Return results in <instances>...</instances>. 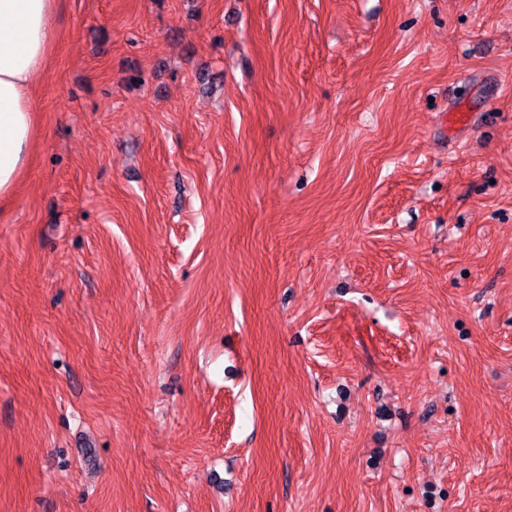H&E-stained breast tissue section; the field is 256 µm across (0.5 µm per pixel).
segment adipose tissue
Instances as JSON below:
<instances>
[{
  "instance_id": "adipose-tissue-1",
  "label": "adipose tissue",
  "mask_w": 512,
  "mask_h": 512,
  "mask_svg": "<svg viewBox=\"0 0 512 512\" xmlns=\"http://www.w3.org/2000/svg\"><path fill=\"white\" fill-rule=\"evenodd\" d=\"M60 0H0V201L30 159L34 90L49 59Z\"/></svg>"
}]
</instances>
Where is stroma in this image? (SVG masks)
Returning <instances> with one entry per match:
<instances>
[{
  "label": "stroma",
  "instance_id": "35a3bbf8",
  "mask_svg": "<svg viewBox=\"0 0 512 512\" xmlns=\"http://www.w3.org/2000/svg\"><path fill=\"white\" fill-rule=\"evenodd\" d=\"M0 204V512H512V0H62Z\"/></svg>",
  "mask_w": 512,
  "mask_h": 512
}]
</instances>
